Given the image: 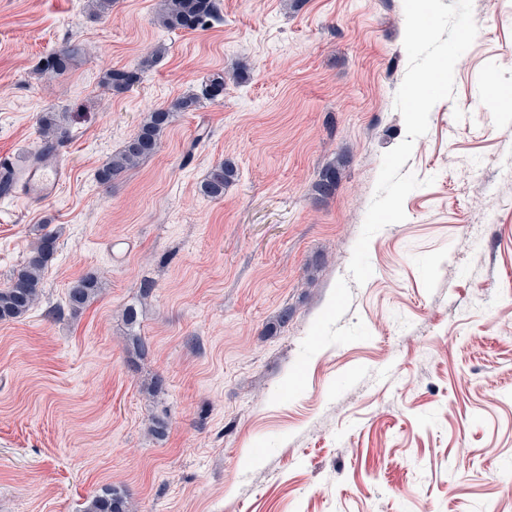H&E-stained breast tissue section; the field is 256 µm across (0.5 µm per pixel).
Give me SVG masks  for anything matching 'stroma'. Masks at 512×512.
I'll list each match as a JSON object with an SVG mask.
<instances>
[{"label": "stroma", "mask_w": 512, "mask_h": 512, "mask_svg": "<svg viewBox=\"0 0 512 512\" xmlns=\"http://www.w3.org/2000/svg\"><path fill=\"white\" fill-rule=\"evenodd\" d=\"M86 3L0 0V155L38 152L40 113L71 131L54 198L0 196V288L59 235L39 304L0 322V512H83L107 486L132 512H512V0H473L454 96L404 165L424 185L360 286L352 251L406 136L403 0H217L211 27L179 33L154 24L159 0ZM74 43L47 83L41 57ZM160 44L132 90L104 89ZM241 63L97 183L149 112ZM225 160L235 179L204 196ZM87 274L103 288L71 313ZM236 176L235 166L224 161L212 166L201 183V192L212 199H220L224 196V188L231 183Z\"/></svg>", "instance_id": "obj_1"}]
</instances>
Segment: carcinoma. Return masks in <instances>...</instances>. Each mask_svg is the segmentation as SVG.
<instances>
[{
  "label": "carcinoma",
  "mask_w": 512,
  "mask_h": 512,
  "mask_svg": "<svg viewBox=\"0 0 512 512\" xmlns=\"http://www.w3.org/2000/svg\"><path fill=\"white\" fill-rule=\"evenodd\" d=\"M218 16L216 0H161L154 22L171 33L195 31L205 28ZM159 47L143 59L135 68L113 67L105 72L102 85L115 95L123 94L140 83L142 74L152 68L164 55ZM82 54V48L70 44L49 53L38 66L40 74L54 79L67 73ZM226 79L222 73L207 77L200 93H189L177 98L170 106L148 113L137 133L98 169L97 181L109 187L112 181L129 170L137 168L159 148L165 131L171 126L177 112H194L201 101L215 100L224 95ZM37 131L44 142L41 158L51 156V149L70 139V131L58 112H43L37 118ZM236 176L235 166L224 161L212 166L201 183V192L212 199L224 196V188ZM338 176L336 167L329 166L316 183L317 193L328 197L336 192ZM57 251V235L47 232L39 239L23 265L15 270L7 286L0 288V321L8 322L23 317L38 305L45 270ZM101 291L98 277L89 274L71 283L67 294V306L74 314L83 310ZM130 501L125 491L106 487L85 503L83 512H130Z\"/></svg>",
  "instance_id": "obj_1"
}]
</instances>
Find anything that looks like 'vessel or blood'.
Returning <instances> with one entry per match:
<instances>
[{"mask_svg":"<svg viewBox=\"0 0 512 512\" xmlns=\"http://www.w3.org/2000/svg\"><path fill=\"white\" fill-rule=\"evenodd\" d=\"M67 176L68 165L61 158L50 165L37 157L21 165L0 164V179L8 184L11 193L32 205L55 196Z\"/></svg>","mask_w":512,"mask_h":512,"instance_id":"obj_1","label":"vessel or blood"}]
</instances>
